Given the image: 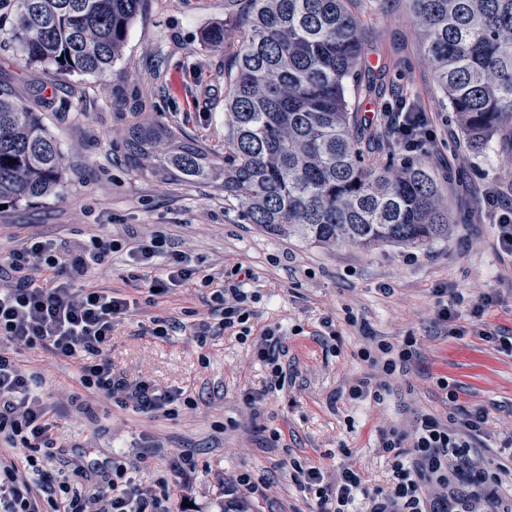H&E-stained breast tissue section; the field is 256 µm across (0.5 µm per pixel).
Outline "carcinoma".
I'll list each match as a JSON object with an SVG mask.
<instances>
[{"label":"carcinoma","instance_id":"1","mask_svg":"<svg viewBox=\"0 0 512 512\" xmlns=\"http://www.w3.org/2000/svg\"><path fill=\"white\" fill-rule=\"evenodd\" d=\"M27 61L57 74L105 76L146 0H0ZM435 80L474 152L512 125V0H407ZM240 10L224 74V162L162 123L134 126L133 165L164 181L219 182L240 216L276 237L333 247L420 248L448 237V205L424 165L362 147L346 97L364 44L347 0H228ZM212 48L228 34H203ZM64 61H59V58ZM64 186L63 153L39 113L0 94V200Z\"/></svg>","mask_w":512,"mask_h":512}]
</instances>
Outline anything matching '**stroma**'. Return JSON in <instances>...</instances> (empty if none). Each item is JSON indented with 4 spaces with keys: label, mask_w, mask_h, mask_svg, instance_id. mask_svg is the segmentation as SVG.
Masks as SVG:
<instances>
[{
    "label": "stroma",
    "mask_w": 512,
    "mask_h": 512,
    "mask_svg": "<svg viewBox=\"0 0 512 512\" xmlns=\"http://www.w3.org/2000/svg\"><path fill=\"white\" fill-rule=\"evenodd\" d=\"M349 8L366 35L362 66L347 87L362 129L387 142L382 114L403 97L427 113L437 134L412 153L450 207L447 238L426 247L282 240L243 223L218 184L161 181L128 164L124 140L146 120L223 156L224 70L233 56L211 49L202 35L228 19L224 0H147L104 79L28 65L9 37L13 12L0 10V91L39 112L65 163L58 194L0 207V255L34 237L108 239L132 224L163 237L166 250L187 253L196 269L186 284L141 300L116 322L104 351L130 378L181 392L173 415L151 418L94 394L78 409L73 398L82 387L72 361L41 348L18 351L25 370L41 377L56 422L50 470L60 485H100L122 467L166 485L172 512H220L225 482L246 473L268 486L265 496L248 498L251 512H319L320 492L303 485L301 468L350 467L369 491L388 490L394 460L378 446L381 431L411 429L417 415L446 423L473 407L489 411L484 459L512 457V355L497 343L512 337V258L500 254L498 215L484 204L491 189L512 202V126L495 132L485 152L471 151L406 0H350ZM241 267L255 275L248 335H201L200 324L222 318L214 292ZM153 274L120 250L87 283L133 295ZM448 285L462 294L461 336L436 316L437 291ZM487 293L497 297L482 316L492 342L468 331ZM157 319L179 326L157 338L149 333ZM275 327L286 375L280 389L271 388L254 355L263 332ZM383 344L415 349L408 373L390 378L380 399L353 396L358 380L376 377L369 357ZM177 459L191 461L192 471L175 470ZM187 497L194 502L188 509Z\"/></svg>",
    "instance_id": "stroma-1"
}]
</instances>
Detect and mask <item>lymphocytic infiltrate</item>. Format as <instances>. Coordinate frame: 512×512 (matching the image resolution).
<instances>
[{"instance_id":"f902f5d3","label":"lymphocytic infiltrate","mask_w":512,"mask_h":512,"mask_svg":"<svg viewBox=\"0 0 512 512\" xmlns=\"http://www.w3.org/2000/svg\"><path fill=\"white\" fill-rule=\"evenodd\" d=\"M392 128L406 150L433 142L423 112H397ZM115 240L99 236L83 243L34 240L0 258V435L32 451L53 448L55 423L39 392L40 380L12 355L15 347H39L73 360L80 385L112 398L116 405L149 417L169 416L179 393L116 373L103 356L114 324L139 305L130 295L84 286L94 266L116 252ZM251 270L215 300L224 310L222 330L246 323L251 312ZM489 412L477 407L453 422L421 417L413 431L381 432L383 452L395 453L390 491L370 496L366 512H494L503 501L497 474L474 469L470 453L486 432ZM308 485L322 490L321 512H346L362 490L356 470L347 467L326 480L315 467L304 469ZM169 494L120 471L107 485L62 495L49 473L30 476L18 463L0 465V512H170Z\"/></svg>"}]
</instances>
